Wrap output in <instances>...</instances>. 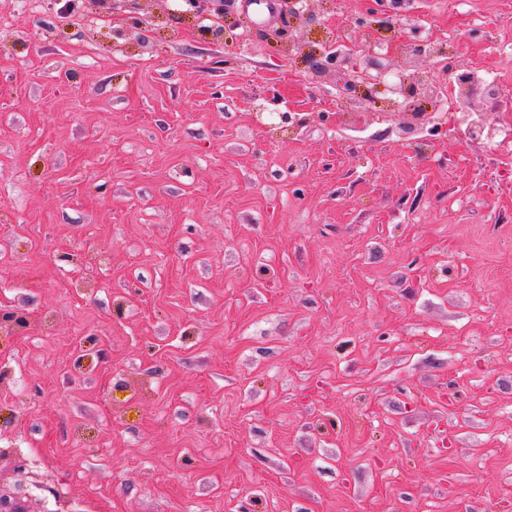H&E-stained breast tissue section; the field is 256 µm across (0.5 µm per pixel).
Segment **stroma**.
Returning <instances> with one entry per match:
<instances>
[{
    "label": "stroma",
    "instance_id": "35a3bbf8",
    "mask_svg": "<svg viewBox=\"0 0 512 512\" xmlns=\"http://www.w3.org/2000/svg\"><path fill=\"white\" fill-rule=\"evenodd\" d=\"M75 2L0 0V477L39 475L28 512H512V160L469 125L512 87V6L409 0L382 40L388 0H224L215 40L129 0L133 43ZM426 42L486 81L419 93ZM400 77L439 125L398 129Z\"/></svg>",
    "mask_w": 512,
    "mask_h": 512
}]
</instances>
